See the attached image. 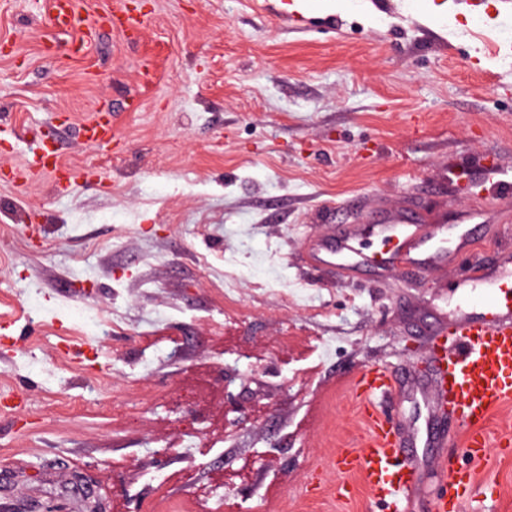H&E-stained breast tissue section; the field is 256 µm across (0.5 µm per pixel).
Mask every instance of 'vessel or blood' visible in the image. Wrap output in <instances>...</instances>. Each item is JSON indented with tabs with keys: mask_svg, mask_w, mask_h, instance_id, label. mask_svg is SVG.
<instances>
[{
	"mask_svg": "<svg viewBox=\"0 0 512 512\" xmlns=\"http://www.w3.org/2000/svg\"><path fill=\"white\" fill-rule=\"evenodd\" d=\"M146 14H132L120 5L94 20H86L75 8V0H55L53 24L78 32L79 46H87L103 25L141 27ZM86 145L100 148L110 144L115 131L108 114L97 113L82 128ZM62 164L55 147L44 146L40 153L16 168L13 181L25 187L30 177L61 172ZM383 251L369 254L360 246L356 225H348L339 235L316 242L308 253L310 263L349 270L375 265L381 268L405 266L424 273L458 263L449 254L448 239L470 246L474 238L468 225L419 224L403 213L394 211L373 225ZM467 280L485 289L490 299L480 313H472L468 304L458 305L446 326L435 332L432 345L438 369V390L427 406L435 412L449 411L465 424V447L470 459L480 462L490 444L501 452L512 451V437L503 435L491 440L489 421L494 409L512 402V257H506L500 269L485 273L471 269ZM398 379L390 369L368 365L356 375L353 389L365 401L368 433L358 449H347L334 456L329 466L341 473H361L370 500L386 506L389 512H401L402 501L417 486L418 462L414 449L421 441L438 444L433 431L402 436L391 414L375 404L376 396L392 393ZM443 487L433 497L430 512H459L460 493L473 487L470 470L443 468Z\"/></svg>",
	"mask_w": 512,
	"mask_h": 512,
	"instance_id": "obj_1",
	"label": "vessel or blood"
}]
</instances>
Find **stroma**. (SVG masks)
Listing matches in <instances>:
<instances>
[{
    "label": "stroma",
    "instance_id": "1",
    "mask_svg": "<svg viewBox=\"0 0 512 512\" xmlns=\"http://www.w3.org/2000/svg\"><path fill=\"white\" fill-rule=\"evenodd\" d=\"M282 2L129 0L147 26H103L72 59L49 0H0V169L53 139L72 176L0 180V393L24 402L0 403L11 512H74L86 488L99 512H383L334 495L328 464L364 434L349 381L393 369L386 406L422 425L413 388L467 269L350 277L301 249L399 207L486 211L473 263L512 254V197L477 190L484 165L512 169V0ZM99 110L104 150L79 136ZM444 440L480 490L461 512H512V454L470 463L456 419Z\"/></svg>",
    "mask_w": 512,
    "mask_h": 512
}]
</instances>
